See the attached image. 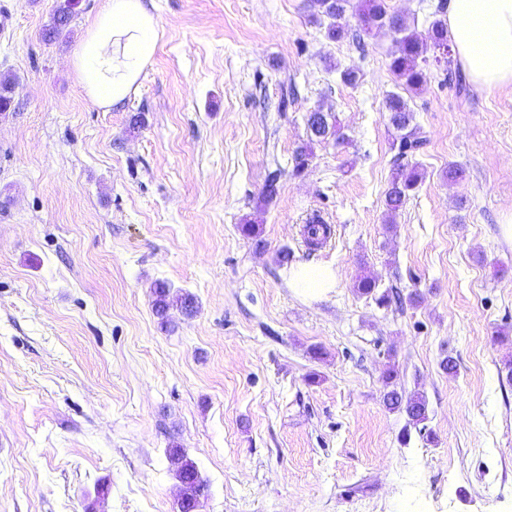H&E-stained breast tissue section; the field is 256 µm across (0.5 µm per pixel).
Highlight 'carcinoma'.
<instances>
[{"label":"carcinoma","mask_w":512,"mask_h":512,"mask_svg":"<svg viewBox=\"0 0 512 512\" xmlns=\"http://www.w3.org/2000/svg\"><path fill=\"white\" fill-rule=\"evenodd\" d=\"M78 0H59V3L45 26L42 36L46 41H55L67 32V27L75 12ZM351 0H312V7L318 14L330 19L328 37L340 40L346 34L343 19ZM356 8L361 12L365 32L388 26L401 34L397 52L390 60V70L396 75L407 91H418L427 81L425 70L419 65V58L426 52L427 46H445L448 44V24L444 19L433 20L428 28L427 36L419 34L406 18L391 15L387 12L384 0H358ZM388 120L396 130L397 135L392 141L393 168L389 188L386 192L388 212L394 214L405 204L412 192L422 179L417 165L412 163L416 154L426 146V140L419 135L417 129L411 126L413 119L408 101L398 93H391L386 98L385 105ZM311 136L318 141L334 140L335 144L345 143V136L337 125V120L328 114L313 120L310 125ZM307 243L315 249L319 241L328 233L327 225L319 218L313 217L306 224ZM357 288L363 295L371 297L377 305L389 307L393 296L387 291H378L376 282L368 277L359 280ZM153 308L155 314L165 318L171 306L169 287L159 283L154 288ZM386 405L407 417V424L402 433V443L408 444L411 430L422 432L423 424L428 420V407L425 397L420 393L403 395L393 388L385 395ZM177 477L183 485V494L179 503V512H195L199 503V477L192 463L181 465Z\"/></svg>","instance_id":"1"}]
</instances>
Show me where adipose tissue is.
I'll use <instances>...</instances> for the list:
<instances>
[{
  "label": "adipose tissue",
  "mask_w": 512,
  "mask_h": 512,
  "mask_svg": "<svg viewBox=\"0 0 512 512\" xmlns=\"http://www.w3.org/2000/svg\"><path fill=\"white\" fill-rule=\"evenodd\" d=\"M456 59L477 87L512 84V0H447ZM157 22L146 0H105L74 51L88 98L109 110L123 105L155 55Z\"/></svg>",
  "instance_id": "ef3b65f1"
}]
</instances>
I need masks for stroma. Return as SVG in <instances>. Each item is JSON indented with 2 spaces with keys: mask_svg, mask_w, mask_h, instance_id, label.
Returning <instances> with one entry per match:
<instances>
[{
  "mask_svg": "<svg viewBox=\"0 0 512 512\" xmlns=\"http://www.w3.org/2000/svg\"><path fill=\"white\" fill-rule=\"evenodd\" d=\"M103 2L47 42L57 0H0V512H178L174 449L196 512H512V85L447 83L427 51L406 95L423 179L391 215L392 30L350 10L330 39L310 0H152L157 51L105 111L72 61ZM318 108L346 142L295 170ZM316 214L333 235L312 252ZM303 263L335 287L291 288ZM160 282L193 313L158 318ZM390 368L433 442L402 444ZM177 477L183 485V494L179 503V512H194L199 503V483L201 482L198 473L190 462H185L177 472ZM205 489L201 488L200 498L204 495Z\"/></svg>",
  "mask_w": 512,
  "mask_h": 512,
  "instance_id": "obj_1",
  "label": "stroma"
}]
</instances>
